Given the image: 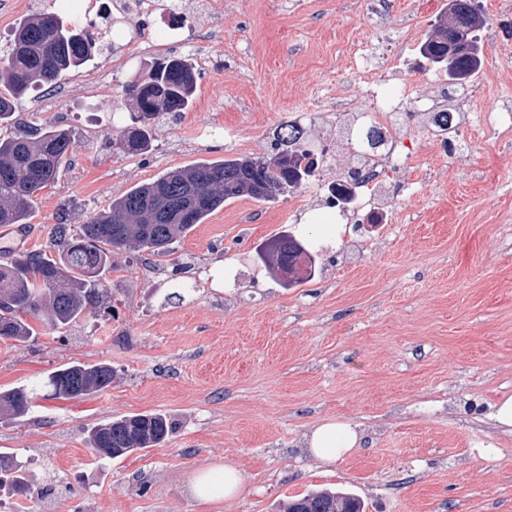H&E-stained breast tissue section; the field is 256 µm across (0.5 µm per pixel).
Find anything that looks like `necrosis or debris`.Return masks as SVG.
<instances>
[{
  "instance_id": "obj_1",
  "label": "necrosis or debris",
  "mask_w": 512,
  "mask_h": 512,
  "mask_svg": "<svg viewBox=\"0 0 512 512\" xmlns=\"http://www.w3.org/2000/svg\"><path fill=\"white\" fill-rule=\"evenodd\" d=\"M58 5L81 26L106 39L122 36V24L154 12L144 0H58ZM377 52L383 63L373 71L369 65ZM377 52L367 45L354 57L352 66L362 81L343 92L335 105V120L326 123L313 139L315 166L325 177L322 188L335 200L340 222L387 223L399 194L390 174L403 157L405 111L425 115L420 127L424 138L442 139L457 151L469 138V125L456 106L475 97L476 87H441V98L435 101L405 82L396 95H388L382 85L399 69L401 55L391 42L383 43Z\"/></svg>"
}]
</instances>
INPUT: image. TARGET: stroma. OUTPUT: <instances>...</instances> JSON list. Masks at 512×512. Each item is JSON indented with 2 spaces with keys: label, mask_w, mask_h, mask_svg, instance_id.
Segmentation results:
<instances>
[{
  "label": "stroma",
  "mask_w": 512,
  "mask_h": 512,
  "mask_svg": "<svg viewBox=\"0 0 512 512\" xmlns=\"http://www.w3.org/2000/svg\"><path fill=\"white\" fill-rule=\"evenodd\" d=\"M386 35L407 34L403 79L426 93L444 80L420 54L448 0H386ZM167 52L205 61L192 107L161 119L154 148H116L135 63L97 54L61 89L29 99V125L71 130L70 162L40 191L25 231L46 245L59 219L80 224L132 187L201 161L266 154L275 131L312 136L334 93L356 83L345 56L378 34L355 0H186ZM483 63L471 77L469 143L451 154L424 141L392 176L404 189L389 230L349 261L320 250L315 277L289 288L265 268L266 243L285 232L329 241L318 177L304 189L315 221L293 222L294 194L247 197L196 225L164 269L147 252L119 256L110 302L34 341H0V389L29 386L70 362H105L115 378L93 396H38L0 424L44 498L14 497L0 512H282L320 489L358 495L364 512H512V433L492 406L512 396V137L495 139L479 113L512 104V0H478ZM109 78L104 89L85 76ZM194 290L172 299L176 265ZM240 270L237 282L225 281ZM162 413L168 440L112 461L94 457L90 429L107 418ZM328 417L358 427V447L327 468L305 435ZM232 463L241 493L209 504L190 482Z\"/></svg>",
  "instance_id": "stroma-1"
}]
</instances>
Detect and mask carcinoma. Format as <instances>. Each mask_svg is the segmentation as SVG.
Here are the masks:
<instances>
[{
  "instance_id": "obj_1",
  "label": "carcinoma",
  "mask_w": 512,
  "mask_h": 512,
  "mask_svg": "<svg viewBox=\"0 0 512 512\" xmlns=\"http://www.w3.org/2000/svg\"><path fill=\"white\" fill-rule=\"evenodd\" d=\"M484 17L474 0H451L435 34L422 45L424 57L461 81L481 64L479 32ZM103 49L96 39L76 30L59 12L39 11L15 27L0 46V125L12 124L15 112L32 92L56 89L71 71L89 62ZM199 79L196 66L182 57L155 62L138 71L125 86L133 101L129 122L118 148L128 155H143L153 148L152 129L164 116L177 117L193 103ZM71 136L52 125L18 128L0 136V224H25L38 191L56 182L67 162ZM302 131L283 124L268 153L202 161L167 171L140 184L84 224L61 220L53 225L43 247L18 250L0 264V340L25 343L35 329L24 313L56 329L67 328L98 313L112 297L105 278L121 251H146L164 259L174 244L196 224L203 223L224 202L248 197L273 202L299 184V174L314 171ZM309 255L301 240L288 234L267 245L261 261L284 284L296 287L314 277L313 267L299 266ZM114 371L107 363H68L51 372L43 387L57 398L77 399L112 385ZM37 388L15 387L0 391V423L28 415ZM173 426L163 414H135L105 420L88 436L98 459H115L164 443ZM31 493L26 469L10 451L0 452V491ZM361 499L349 492L316 490L288 503L285 512H363Z\"/></svg>"
}]
</instances>
